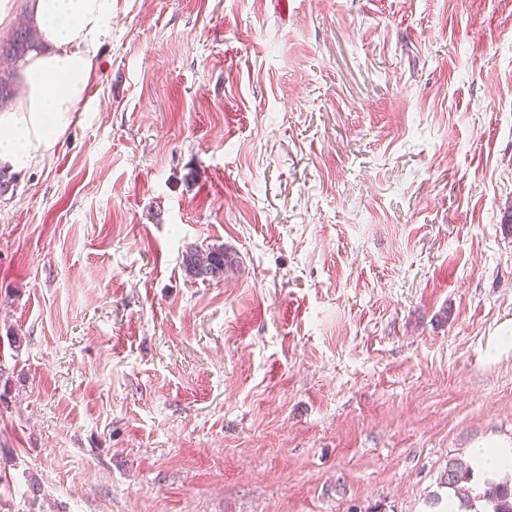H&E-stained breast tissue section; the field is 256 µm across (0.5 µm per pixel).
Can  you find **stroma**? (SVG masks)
<instances>
[{"mask_svg": "<svg viewBox=\"0 0 512 512\" xmlns=\"http://www.w3.org/2000/svg\"><path fill=\"white\" fill-rule=\"evenodd\" d=\"M288 2L114 0L0 195V512H439L512 443V0ZM225 255L220 246L194 247L183 255L182 266L190 278L220 280L224 277ZM486 354L489 359L497 360L512 350V320L503 321L488 337ZM473 457L477 467L483 471L512 473V448L508 442L493 441L476 445L473 448Z\"/></svg>", "mask_w": 512, "mask_h": 512, "instance_id": "stroma-1", "label": "stroma"}]
</instances>
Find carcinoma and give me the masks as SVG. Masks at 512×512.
I'll return each instance as SVG.
<instances>
[{
	"instance_id": "cac0c4a2",
	"label": "carcinoma",
	"mask_w": 512,
	"mask_h": 512,
	"mask_svg": "<svg viewBox=\"0 0 512 512\" xmlns=\"http://www.w3.org/2000/svg\"><path fill=\"white\" fill-rule=\"evenodd\" d=\"M39 31L36 25L27 23L14 30L7 38L0 40V55L15 63L22 62L30 52L38 49ZM16 72H0V104L13 96ZM224 248L208 246L194 247L183 255L182 266L187 276L204 280H219L224 277ZM473 468L456 462L448 463L445 484L448 486V512H512V482H487L484 491L478 495L469 486Z\"/></svg>"
}]
</instances>
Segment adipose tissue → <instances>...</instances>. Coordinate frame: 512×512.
Masks as SVG:
<instances>
[{
	"label": "adipose tissue",
	"mask_w": 512,
	"mask_h": 512,
	"mask_svg": "<svg viewBox=\"0 0 512 512\" xmlns=\"http://www.w3.org/2000/svg\"><path fill=\"white\" fill-rule=\"evenodd\" d=\"M113 0H28L43 44L22 67L19 103L0 111V167L21 171L50 155L85 101Z\"/></svg>",
	"instance_id": "ef3b65f1"
}]
</instances>
